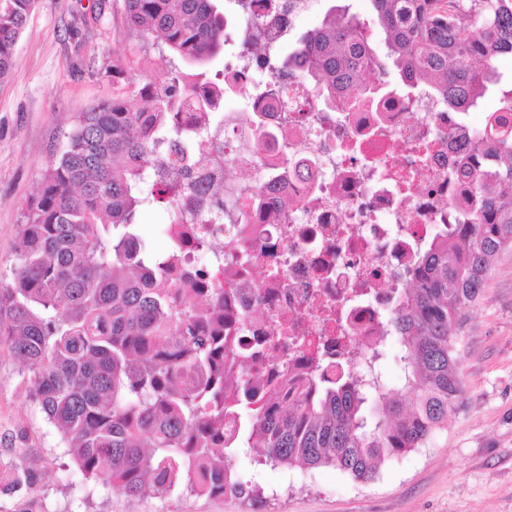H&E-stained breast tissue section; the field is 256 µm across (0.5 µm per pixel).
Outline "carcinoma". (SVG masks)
Segmentation results:
<instances>
[{
  "label": "carcinoma",
  "instance_id": "obj_1",
  "mask_svg": "<svg viewBox=\"0 0 512 512\" xmlns=\"http://www.w3.org/2000/svg\"><path fill=\"white\" fill-rule=\"evenodd\" d=\"M36 0H0V79ZM386 51L369 23L332 6L321 24L263 57L273 76L307 81L326 106L354 78L369 93L424 86L450 112L478 107L490 88L497 108L474 134L468 160L484 165L457 224H436L406 271L385 336L335 364L318 362L263 397L253 352L224 321V287L183 267L172 243L150 250L137 216L153 205L172 224H192L208 248L224 232V180L201 175L224 128V85L207 67L224 53L217 0H124L130 29L171 55L147 79L138 105L114 98L77 117L38 195L27 202L12 278L0 280V354L27 376L31 399L60 433L83 478L132 498L183 487L201 496L251 498L257 485L233 460L257 448L273 466H329L357 480L421 447L464 396L451 328L478 301L491 261L512 248V0H370ZM212 91L202 98L195 88ZM198 125L185 128L187 103ZM194 200L198 212L184 209ZM401 345L402 386L377 367L384 343ZM35 480L14 468L0 495L24 498Z\"/></svg>",
  "mask_w": 512,
  "mask_h": 512
}]
</instances>
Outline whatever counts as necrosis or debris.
<instances>
[{"label":"necrosis or debris","instance_id":"obj_1","mask_svg":"<svg viewBox=\"0 0 512 512\" xmlns=\"http://www.w3.org/2000/svg\"><path fill=\"white\" fill-rule=\"evenodd\" d=\"M312 0H225L224 164L240 194L224 198V313L244 345L271 355L254 381L298 371L306 360L345 357L383 334L417 245L466 200L472 177L452 182L472 148L471 128L420 91L330 108L306 85L266 95L270 77L244 46L255 35L282 48ZM262 118L266 138L251 137ZM283 276L268 280L269 268Z\"/></svg>","mask_w":512,"mask_h":512}]
</instances>
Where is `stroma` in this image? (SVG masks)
Instances as JSON below:
<instances>
[{"instance_id":"stroma-1","label":"stroma","mask_w":512,"mask_h":512,"mask_svg":"<svg viewBox=\"0 0 512 512\" xmlns=\"http://www.w3.org/2000/svg\"><path fill=\"white\" fill-rule=\"evenodd\" d=\"M168 68L164 50L127 28L123 0H36L0 81V275L11 272L23 209L79 113L115 97L135 102L139 83ZM454 340L462 404L425 445L383 463L368 482L241 456L234 466L261 487V502L184 489L132 500L92 488L5 355L0 465L35 473L39 512H512V249L494 260Z\"/></svg>"}]
</instances>
